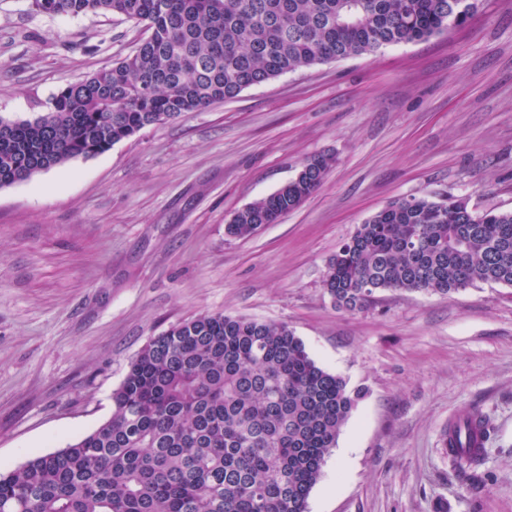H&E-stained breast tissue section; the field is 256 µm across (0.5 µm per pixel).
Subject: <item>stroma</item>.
Here are the masks:
<instances>
[{"label": "stroma", "mask_w": 512, "mask_h": 512, "mask_svg": "<svg viewBox=\"0 0 512 512\" xmlns=\"http://www.w3.org/2000/svg\"><path fill=\"white\" fill-rule=\"evenodd\" d=\"M145 36L119 15L0 0V118ZM335 163L279 223L230 238L235 212ZM512 211V0L426 41L299 69L0 189V468L54 452L112 413L148 340L203 313L287 323L362 388L307 512H512V287L384 289L338 310L330 258L399 198ZM493 430L469 476L440 436L471 410Z\"/></svg>", "instance_id": "1"}]
</instances>
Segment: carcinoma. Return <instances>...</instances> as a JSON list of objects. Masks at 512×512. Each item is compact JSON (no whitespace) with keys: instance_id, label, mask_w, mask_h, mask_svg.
Here are the masks:
<instances>
[{"instance_id":"cac0c4a2","label":"carcinoma","mask_w":512,"mask_h":512,"mask_svg":"<svg viewBox=\"0 0 512 512\" xmlns=\"http://www.w3.org/2000/svg\"><path fill=\"white\" fill-rule=\"evenodd\" d=\"M50 16L112 13L145 25L136 51L66 85L34 120L0 119V188L89 158L150 125L303 67L464 27L452 0H30ZM333 159L235 213L246 237L300 206ZM512 286V211L465 196L395 199L330 259L323 287L362 309L383 289L448 294ZM363 391L319 365L284 323L208 313L152 337L112 393V415L56 452L0 470V512H307L329 450ZM491 420L474 410L442 445L466 475Z\"/></svg>"}]
</instances>
